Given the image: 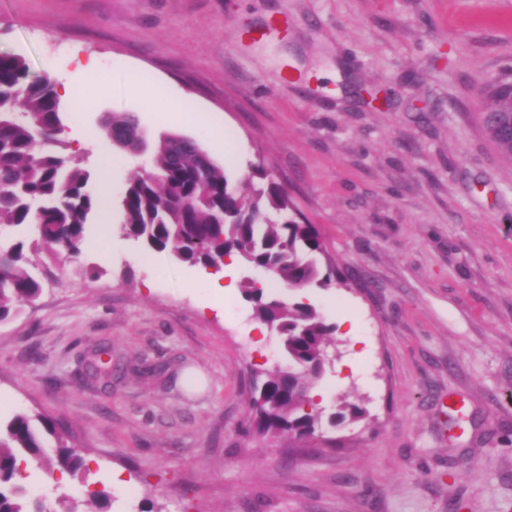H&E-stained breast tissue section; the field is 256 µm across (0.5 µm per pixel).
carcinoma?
Wrapping results in <instances>:
<instances>
[{
  "label": "carcinoma",
  "mask_w": 512,
  "mask_h": 512,
  "mask_svg": "<svg viewBox=\"0 0 512 512\" xmlns=\"http://www.w3.org/2000/svg\"><path fill=\"white\" fill-rule=\"evenodd\" d=\"M481 124L496 152L512 160V72L481 89ZM64 130L59 95L49 78H34L25 61L0 53V237L7 229L30 241H0V321L33 302L42 286L35 274L41 264L28 253L47 258L78 257L86 242V224L101 200L88 190L91 172L81 161L57 151H34L41 136L58 143ZM108 139L133 154L148 149L132 113H114L105 124ZM165 133L152 149V170L136 173L119 198L123 229L152 250L170 251L179 261L220 266L226 256L274 273L288 290L311 284L327 286L336 275L313 224L290 215L288 193L265 173L260 185L236 182L196 142ZM255 316L278 333L288 372H264L249 405L248 425L262 436L293 434L310 439L322 422V409L309 396L319 378L335 328L316 309L302 303L264 298L251 283L244 290ZM54 436L53 454L44 450L41 432L26 413L0 423V512H48L32 499L20 463L28 457L39 466L74 474L79 457L65 432L40 419Z\"/></svg>",
  "instance_id": "1"
}]
</instances>
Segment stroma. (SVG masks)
Wrapping results in <instances>:
<instances>
[{"label": "stroma", "instance_id": "obj_1", "mask_svg": "<svg viewBox=\"0 0 512 512\" xmlns=\"http://www.w3.org/2000/svg\"><path fill=\"white\" fill-rule=\"evenodd\" d=\"M274 17L288 30L243 32ZM0 52L72 82L65 153L110 193L151 166L109 142L132 112L148 140L174 101L231 179L272 173L316 225L340 282L295 293L153 251L92 218L30 305L0 322V419L45 417L85 462L29 467L34 497L107 512H512V163L484 137L475 82L512 69V0H0ZM94 60V71L81 62ZM138 90H131V81ZM335 325L315 438L243 432L257 373L282 364L247 280ZM112 348V384L83 358ZM162 366L154 378L135 369ZM363 419L332 422L342 402Z\"/></svg>", "mask_w": 512, "mask_h": 512}]
</instances>
